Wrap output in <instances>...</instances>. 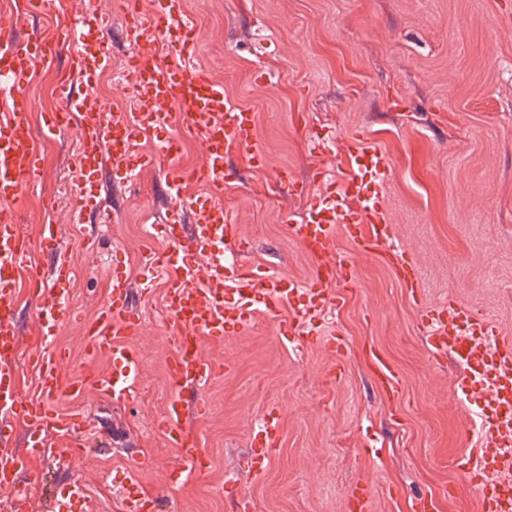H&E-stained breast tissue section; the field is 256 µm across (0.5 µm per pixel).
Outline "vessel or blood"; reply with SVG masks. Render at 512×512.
Returning a JSON list of instances; mask_svg holds the SVG:
<instances>
[{"label": "vessel or blood", "mask_w": 512, "mask_h": 512, "mask_svg": "<svg viewBox=\"0 0 512 512\" xmlns=\"http://www.w3.org/2000/svg\"><path fill=\"white\" fill-rule=\"evenodd\" d=\"M24 14L0 15V86L8 93L0 97V204L17 202L25 185L40 171L41 145L33 125L34 99L30 92L36 64L51 65L69 40L78 49L71 67L79 75L105 69L109 55L111 24L106 17L72 35L60 25L56 43L42 38L17 41L15 32L22 16L40 13L46 0H24ZM125 39L132 51L124 80L130 85L134 107L131 112L114 113L104 120L100 108L69 83L58 93L66 110L53 113L44 122L46 133L64 126L78 128L79 149L75 169L79 177L76 216L89 209L108 216L109 208L97 192L96 176L103 168L113 174L132 177L146 159L136 150L137 141L153 137L152 162L164 163L168 188L182 198L186 185L199 182L207 194L193 198L192 228H185L179 211H172L164 224L167 245L152 252L150 264L163 276L168 288L169 330L174 348L167 361L172 396L160 427L172 447L177 448L181 476H201L199 451L191 431L184 425V393L202 390L214 377L215 366L200 353L203 339H220L226 327L248 330L253 305L277 314L284 305L294 307L297 316L284 323L288 336L304 335L315 324L330 300L328 287L333 272H340L342 285H349L353 265L336 254L337 236H345L357 248L374 250L401 274L404 288L417 293L418 282L406 252L396 243V233L383 202L389 162L381 148L366 134L350 137L349 164L337 177L318 174L310 192L309 206L300 223L290 232L320 263L308 283L300 285L283 275L247 266L237 258L242 238L234 216L221 199L234 184L228 165L232 150L249 151L252 166L265 164L255 149L254 117L234 105L224 86L197 64L200 40L196 20L187 13L183 0H152L149 11L129 22ZM198 139L205 161L200 168L183 170L181 137ZM31 243L15 221L0 220V492L13 493L20 472L27 468V455L13 448L12 418L25 412L36 429L28 443L29 453L48 444L49 433L73 428L71 419L55 415L50 405L62 396L81 394L92 387L104 396H127L138 370V357L130 339L140 326V315L129 302L125 277L114 275L109 301L85 327L90 354H103L112 361L110 371L87 377L78 384L63 376L60 365L64 350L32 356L37 374V396L21 400L18 391L20 333L15 320V301L21 276H29L37 320L43 335H53L67 309L64 283L74 275L66 263L54 270L52 285H45L38 266L28 265ZM460 331L449 330L442 311H427L429 335L437 352L454 358L462 383L484 400L485 420L465 463V481L479 494L478 512H512V487L490 484L491 471H512V337L500 335L495 325L473 307L454 299L448 303ZM372 371L387 395H395L399 379L380 355L372 357Z\"/></svg>", "instance_id": "vessel-or-blood-1"}]
</instances>
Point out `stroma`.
<instances>
[{"instance_id":"35a3bbf8","label":"stroma","mask_w":512,"mask_h":512,"mask_svg":"<svg viewBox=\"0 0 512 512\" xmlns=\"http://www.w3.org/2000/svg\"><path fill=\"white\" fill-rule=\"evenodd\" d=\"M201 30L198 60L225 94L256 114L255 145L267 159L251 166L247 150L229 164L237 184L222 202L245 242L241 260L310 280L318 259L288 226L308 204L321 170L340 172L343 152L312 150L309 137L325 129L345 138L367 133L389 159L383 190L396 235L414 259L420 301H413L377 254L337 238L336 251L354 259V282L341 289L328 328L346 343L336 355L325 336L287 342L281 321L289 307L257 313L248 332L204 339V356L219 371L190 411L188 427L205 456L202 478L176 479L177 452L158 427L170 395L166 359L165 281L147 265L162 243L170 209L189 214L192 197L173 201L162 166L144 165L135 180L103 171L98 189L111 223L87 214L71 221L79 148L75 129L45 143L43 176L25 189L13 213L34 247L29 260L50 267L66 257L75 268L70 307L52 344L38 331L28 286H20L15 319L22 356L55 346L66 351L64 376L103 372L104 356L85 349L84 326L110 297L115 273L136 291L141 324L131 344L140 368L134 392L107 398L94 390L60 400L76 417L86 453L51 436L28 471L38 485L22 487L23 512H54L55 497L80 482L71 512H120L131 474L161 512H350L357 481H374L373 512H475L477 493L464 481L467 448L484 409L481 395L463 388L456 365L435 354L423 334V309L451 298L473 306L512 336V0H184ZM112 16V67L88 92L104 115L128 106L131 90L119 72L130 46L123 0H49L28 30L48 35L59 20L80 24ZM288 169L298 192L278 183ZM57 225L61 251L42 250L43 225ZM95 243L85 250L84 240ZM378 349L401 380L386 398L372 374ZM279 418L274 448L251 435L263 415Z\"/></svg>"}]
</instances>
